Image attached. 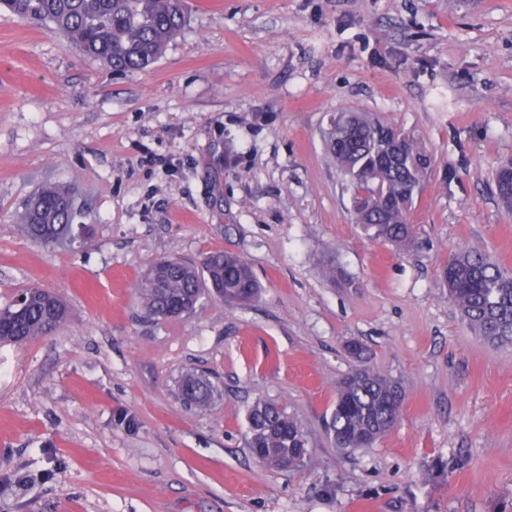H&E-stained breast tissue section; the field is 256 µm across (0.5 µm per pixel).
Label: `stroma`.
I'll use <instances>...</instances> for the list:
<instances>
[{
    "mask_svg": "<svg viewBox=\"0 0 512 512\" xmlns=\"http://www.w3.org/2000/svg\"><path fill=\"white\" fill-rule=\"evenodd\" d=\"M186 6L181 35L127 74L0 10V308L33 284L69 308L49 335L0 344V512H512V346L475 335L439 278L461 248L512 270L495 188L512 162V0ZM348 111L435 156L409 249L351 220L323 138ZM47 182L80 195L72 248L16 228ZM214 250L251 266L259 301L207 296L170 321L136 299L155 260ZM354 340L405 402L343 454L328 423ZM189 370L222 389L206 410L177 396ZM259 398L301 423L302 467L253 461Z\"/></svg>",
    "mask_w": 512,
    "mask_h": 512,
    "instance_id": "stroma-1",
    "label": "stroma"
}]
</instances>
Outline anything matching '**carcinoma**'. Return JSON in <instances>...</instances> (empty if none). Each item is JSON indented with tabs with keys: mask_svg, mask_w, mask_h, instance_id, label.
<instances>
[{
	"mask_svg": "<svg viewBox=\"0 0 512 512\" xmlns=\"http://www.w3.org/2000/svg\"><path fill=\"white\" fill-rule=\"evenodd\" d=\"M18 17L51 25L85 55L115 72H134L154 64L185 24V0H0ZM328 152L346 178L352 198L365 196L352 209L353 223L370 241L405 248L414 238L411 216L429 183L435 164L424 141L372 118L366 112H340L326 132ZM69 191L46 185L24 207L21 232L46 247L73 236L77 209ZM442 280L464 320L486 341L512 345V272L486 253L468 249L449 255ZM151 316L179 320L180 308L196 311L212 293L235 306L259 299L261 285L239 255L214 251L196 265L178 257L155 261L135 285ZM22 309H0V344H20L61 328L68 309L58 296L34 285L23 292ZM183 404L206 409L221 390L210 376L184 374L177 388ZM405 395L392 380L359 366L336 382L329 431L336 448L354 452L372 446L397 424ZM247 444L253 459L268 469L309 452L301 424L276 403L257 399L246 410Z\"/></svg>",
	"mask_w": 512,
	"mask_h": 512,
	"instance_id": "cac0c4a2",
	"label": "carcinoma"
}]
</instances>
